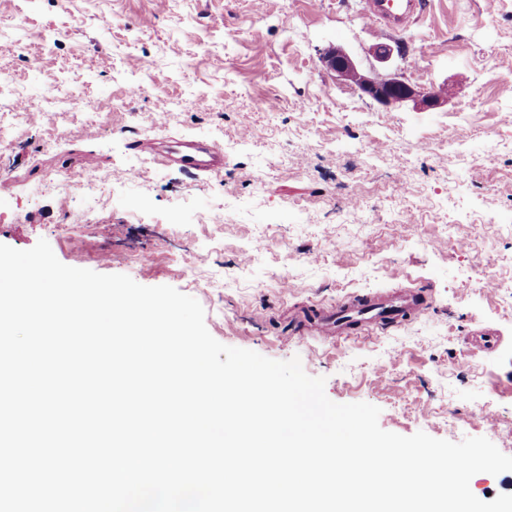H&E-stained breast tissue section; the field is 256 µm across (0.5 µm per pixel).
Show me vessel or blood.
<instances>
[{
    "label": "vessel or blood",
    "instance_id": "obj_1",
    "mask_svg": "<svg viewBox=\"0 0 512 512\" xmlns=\"http://www.w3.org/2000/svg\"><path fill=\"white\" fill-rule=\"evenodd\" d=\"M423 13L422 0H364L362 18L368 25L399 31L419 20ZM134 148L194 176L213 175L224 169V150L213 144L173 138L164 146L138 141ZM428 309L422 291L413 289L387 297L356 295L330 308H303L293 313L288 323L292 333L329 340L364 327L398 325L425 315Z\"/></svg>",
    "mask_w": 512,
    "mask_h": 512
}]
</instances>
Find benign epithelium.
<instances>
[{"mask_svg":"<svg viewBox=\"0 0 512 512\" xmlns=\"http://www.w3.org/2000/svg\"><path fill=\"white\" fill-rule=\"evenodd\" d=\"M320 62L336 81L353 87L360 95L386 108L411 102L415 108L436 109L447 103L441 88L421 89L396 70L384 73L374 67L366 70L339 46L321 53Z\"/></svg>","mask_w":512,"mask_h":512,"instance_id":"benign-epithelium-1","label":"benign epithelium"}]
</instances>
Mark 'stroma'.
I'll use <instances>...</instances> for the list:
<instances>
[{"label":"stroma","instance_id":"35a3bbf8","mask_svg":"<svg viewBox=\"0 0 512 512\" xmlns=\"http://www.w3.org/2000/svg\"><path fill=\"white\" fill-rule=\"evenodd\" d=\"M424 2L392 32L362 0H0V69L32 103L0 143V244L43 239L65 265L174 287L217 341L299 357L331 401L378 406L383 430L512 456V0ZM381 42L447 105L386 108L321 68L328 47L367 65ZM181 137L223 147V172L131 148ZM90 159L96 209L61 183ZM353 199L366 222L345 220ZM401 288L428 313L286 335L301 308Z\"/></svg>","mask_w":512,"mask_h":512}]
</instances>
